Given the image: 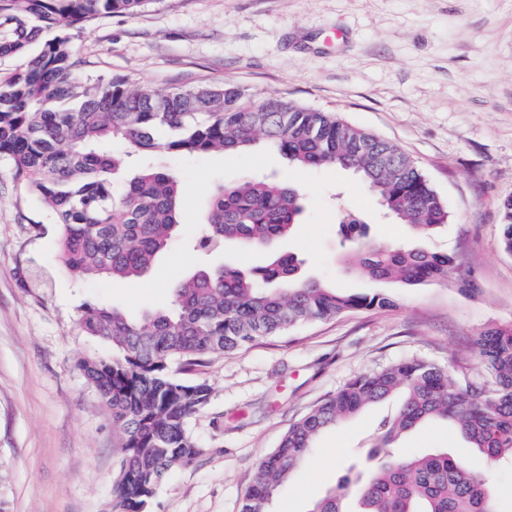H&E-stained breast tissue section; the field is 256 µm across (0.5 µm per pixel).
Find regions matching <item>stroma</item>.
<instances>
[{
  "mask_svg": "<svg viewBox=\"0 0 512 512\" xmlns=\"http://www.w3.org/2000/svg\"><path fill=\"white\" fill-rule=\"evenodd\" d=\"M81 70L155 89L230 84L253 98L280 95L393 143L445 201L449 220L423 247L455 256L447 280L406 287L338 262L340 211L378 241L406 240L370 192L344 170H305L261 146L234 156L161 154L182 185L181 226L137 280L75 277L61 262L59 226L0 165V512H111L123 438L79 362L112 348L78 326L99 301L138 314L170 309L177 278L205 265H262L236 246L204 256L189 242L220 185L268 175L295 185L304 222L282 242L306 275L345 294H379L386 308L313 321L206 357L175 378L206 381L189 421L202 452L172 469L149 512H241L260 460L289 425L354 377L416 357L461 381L483 377L469 339L512 323V253L500 243V206L512 198V0H150L136 14L74 32ZM472 274L477 290H459ZM398 399L326 430L269 512H308L349 468ZM411 454L481 458L452 425L400 436Z\"/></svg>",
  "mask_w": 512,
  "mask_h": 512,
  "instance_id": "1",
  "label": "stroma"
}]
</instances>
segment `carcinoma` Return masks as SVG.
<instances>
[{
    "mask_svg": "<svg viewBox=\"0 0 512 512\" xmlns=\"http://www.w3.org/2000/svg\"><path fill=\"white\" fill-rule=\"evenodd\" d=\"M146 0H0V58L26 59L0 81V164L27 194L49 208L60 226V258L76 276L113 280L143 276L177 235L180 187L158 163L123 181L125 157L108 150L115 138L150 158L221 152L238 155L259 141L303 169L355 173L380 204L419 235L448 223V208L422 170L391 142L334 113L270 95L253 100L223 84L152 90L128 80L79 71L70 30L100 17L133 14ZM168 130L160 143L155 134ZM301 194L290 183L246 179L211 196L202 232L203 255L235 243L266 250L267 263L242 269L206 267L180 281L171 309L133 318L94 301L82 305L80 327L112 345L111 357L80 361L83 374L124 436L113 494L114 512H143L172 468L198 454L188 425L211 388L170 373L200 357L231 352L259 338L360 309L386 307L377 295L341 294L302 278L301 261L275 250L300 223ZM501 244L512 253V198L502 205ZM340 231L360 269L405 286L440 282L455 257ZM470 348L491 381L457 383L438 366L412 358L361 374L296 420L257 467L242 512H266L290 473L324 430L364 407L399 393L395 415L379 424L382 445L368 450L364 477L345 480L308 512H499L485 474L448 453L405 455L389 443L429 421L454 425L494 468L512 461V325L472 336Z\"/></svg>",
    "mask_w": 512,
    "mask_h": 512,
    "instance_id": "cac0c4a2",
    "label": "carcinoma"
}]
</instances>
